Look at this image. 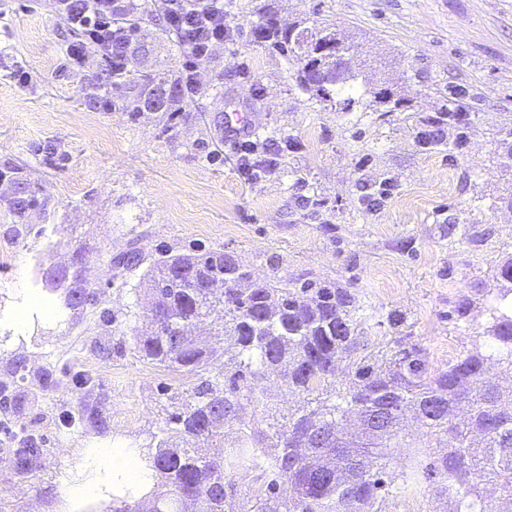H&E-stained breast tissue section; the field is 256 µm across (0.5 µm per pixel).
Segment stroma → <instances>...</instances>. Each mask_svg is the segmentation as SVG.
<instances>
[{"label":"stroma","instance_id":"35a3bbf8","mask_svg":"<svg viewBox=\"0 0 512 512\" xmlns=\"http://www.w3.org/2000/svg\"><path fill=\"white\" fill-rule=\"evenodd\" d=\"M263 12L284 25L334 24L357 47L351 70L372 85L398 79L409 112L383 122L373 109L339 112L304 93L295 64L254 42ZM224 20L233 38L200 64L190 107L133 120L124 83L111 108L87 107L111 64L97 54L70 64L73 31L45 0H0V163L17 165L48 203L18 242L0 218V385L24 396L22 409L0 406V512H106L115 498L142 495L113 488L86 467V452H147L192 381L134 351L152 298L139 274L109 263L129 247L148 259L220 248L256 279L306 275L352 288L368 355L393 346V313L436 369L483 342L493 269L512 254V175L493 142L512 118V0H224ZM142 35L148 52L133 73L180 79L175 33L146 23ZM448 81L472 92L473 132L455 152H422L419 123ZM233 110L258 113L254 141L274 150L293 141L269 176L240 172L239 136L223 123ZM388 177L393 195L364 208L361 197ZM77 250L100 285L98 306L43 315L60 294L43 279L41 255L64 265ZM465 296L470 317L453 319ZM26 436L40 453L23 474L9 450ZM86 484L95 492L79 493Z\"/></svg>","mask_w":512,"mask_h":512}]
</instances>
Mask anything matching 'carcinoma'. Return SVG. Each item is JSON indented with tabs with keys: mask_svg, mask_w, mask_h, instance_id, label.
Wrapping results in <instances>:
<instances>
[{
	"mask_svg": "<svg viewBox=\"0 0 512 512\" xmlns=\"http://www.w3.org/2000/svg\"><path fill=\"white\" fill-rule=\"evenodd\" d=\"M158 17L144 3L131 18L129 37L140 41L141 23ZM252 36L298 64L296 83L340 112H352L364 96L383 106L378 119L408 111L410 99L394 85L376 88L336 67L352 51L331 23L284 28L263 13ZM442 107L421 120L418 146L432 151L462 147L474 119L464 106L468 91L453 83L440 89ZM190 96L179 83L142 74L123 101L132 117L148 110L168 112ZM454 134L445 138V130ZM499 166L512 172V119L496 132ZM36 187L0 167V209L11 218V237L27 232L24 220L46 212ZM73 268L49 267L45 279L60 292L64 308L97 303L96 282L84 258ZM145 262L139 252L121 255L116 265L133 272ZM158 298L150 329L136 335L144 359L201 381L168 415L179 442L162 431L150 469L166 490L134 501L119 500L112 512H225L241 491V479L257 472L249 488V512H387L403 493H423L454 504V512H512V256L495 265L501 283L486 307L484 346L431 369L422 346L402 343L379 358L357 357L361 321L356 299L328 280L278 275L255 280L232 254L221 249L164 256L146 271ZM219 280L214 293L204 286ZM203 318L211 319L214 343L199 345L188 336ZM224 360L223 378L203 377ZM498 370L497 381L487 377ZM344 369L348 381L336 386ZM280 378L298 397L283 414L265 382ZM395 405L397 419L389 417ZM236 431L224 445V428ZM394 448L405 452L398 473L387 475ZM37 449L24 444L14 453L25 472Z\"/></svg>",
	"mask_w": 512,
	"mask_h": 512,
	"instance_id": "carcinoma-1",
	"label": "carcinoma"
}]
</instances>
